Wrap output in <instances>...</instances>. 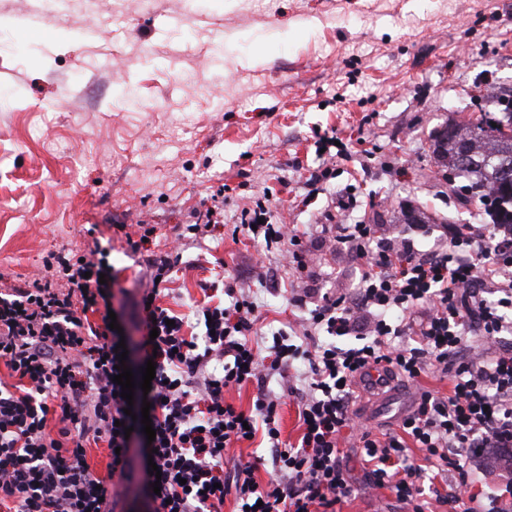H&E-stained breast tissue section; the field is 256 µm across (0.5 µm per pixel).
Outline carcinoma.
Returning <instances> with one entry per match:
<instances>
[{"label": "carcinoma", "mask_w": 512, "mask_h": 512, "mask_svg": "<svg viewBox=\"0 0 512 512\" xmlns=\"http://www.w3.org/2000/svg\"><path fill=\"white\" fill-rule=\"evenodd\" d=\"M499 116L489 121L483 119L474 125L471 122L448 125L443 129V138L437 142L448 177L463 178L466 183L454 186L460 194H468L493 215L497 224L512 225V181H507L504 172L512 170V135L502 133V128L512 131V112L503 101ZM469 158L467 165H460L461 153Z\"/></svg>", "instance_id": "obj_1"}]
</instances>
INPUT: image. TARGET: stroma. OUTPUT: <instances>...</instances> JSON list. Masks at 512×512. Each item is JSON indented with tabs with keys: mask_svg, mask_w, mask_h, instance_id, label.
Listing matches in <instances>:
<instances>
[{
	"mask_svg": "<svg viewBox=\"0 0 512 512\" xmlns=\"http://www.w3.org/2000/svg\"><path fill=\"white\" fill-rule=\"evenodd\" d=\"M0 0V283L43 270L49 252L112 249L114 308L146 286V254L127 236L153 227L171 252L224 195V224L184 252L164 306L189 312L226 278L285 329L291 280L274 255L233 232L268 201L317 259L319 288L350 293L351 255L310 232L338 198L346 221L414 235L489 224L448 187L433 134L459 117L498 114L512 93V0ZM341 155L310 190L317 134ZM94 235H87V228ZM357 496L337 512H411L345 459Z\"/></svg>",
	"mask_w": 512,
	"mask_h": 512,
	"instance_id": "35a3bbf8",
	"label": "stroma"
}]
</instances>
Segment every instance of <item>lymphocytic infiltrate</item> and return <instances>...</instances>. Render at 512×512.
Returning a JSON list of instances; mask_svg holds the SVG:
<instances>
[{
	"label": "lymphocytic infiltrate",
	"mask_w": 512,
	"mask_h": 512,
	"mask_svg": "<svg viewBox=\"0 0 512 512\" xmlns=\"http://www.w3.org/2000/svg\"><path fill=\"white\" fill-rule=\"evenodd\" d=\"M353 206L340 200L320 227L358 264L350 295L314 288L304 233L267 223L265 204L242 209L240 231L287 260L290 303L302 312L290 332L255 328L257 302L231 284L194 318L176 315L159 298L180 258L150 257L135 312L157 333L141 343L156 363L146 397L155 476L136 475L129 460L134 422L114 381L121 335L110 327V248L95 239L81 255L50 252L43 274L1 288L0 361L12 380L0 381V512H116L138 479L160 485L151 512H224L229 497L237 512H335L354 493L349 443L370 483L412 512H512V480L476 492L465 465L512 448V226L448 224L423 251L375 224L338 223ZM375 366L414 386L436 374L450 389L420 390L398 432L377 435L350 410L357 379ZM250 382L258 392L249 409L226 402V391ZM287 393L298 396L293 442L281 438ZM257 439L268 456L225 472V449ZM100 443L111 451L103 477L87 460ZM450 468L454 484L430 483Z\"/></svg>",
	"instance_id": "1"
}]
</instances>
